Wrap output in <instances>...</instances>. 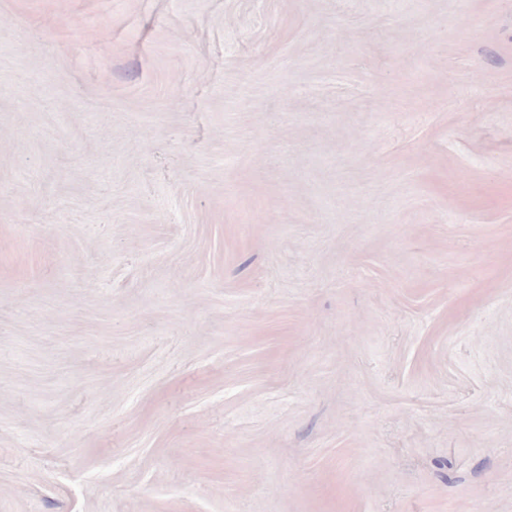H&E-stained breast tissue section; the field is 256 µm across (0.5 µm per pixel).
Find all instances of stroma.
<instances>
[{"label":"stroma","instance_id":"1","mask_svg":"<svg viewBox=\"0 0 512 512\" xmlns=\"http://www.w3.org/2000/svg\"><path fill=\"white\" fill-rule=\"evenodd\" d=\"M0 512H512V0H0Z\"/></svg>","mask_w":512,"mask_h":512}]
</instances>
